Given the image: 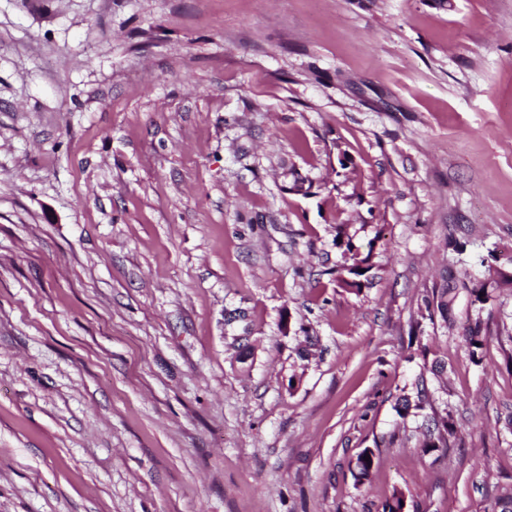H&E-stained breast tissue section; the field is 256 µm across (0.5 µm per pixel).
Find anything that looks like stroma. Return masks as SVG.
Listing matches in <instances>:
<instances>
[{
	"instance_id": "35a3bbf8",
	"label": "stroma",
	"mask_w": 512,
	"mask_h": 512,
	"mask_svg": "<svg viewBox=\"0 0 512 512\" xmlns=\"http://www.w3.org/2000/svg\"><path fill=\"white\" fill-rule=\"evenodd\" d=\"M492 267L512 0H0V512H493ZM344 225H339L338 232L336 235V245L339 248L345 247L344 253L348 256V262H350L340 269L337 277V281L343 288H351L359 291L365 282H368L370 271L372 270V264L370 263V254L372 247H369V252L363 256L361 252L353 245L352 239L346 236ZM345 237L347 238L345 240ZM341 239V242H338ZM359 269H365V272H359ZM452 432V426L448 422V417H432L429 420L423 448L426 451H433L438 448H444L448 445V434Z\"/></svg>"
}]
</instances>
